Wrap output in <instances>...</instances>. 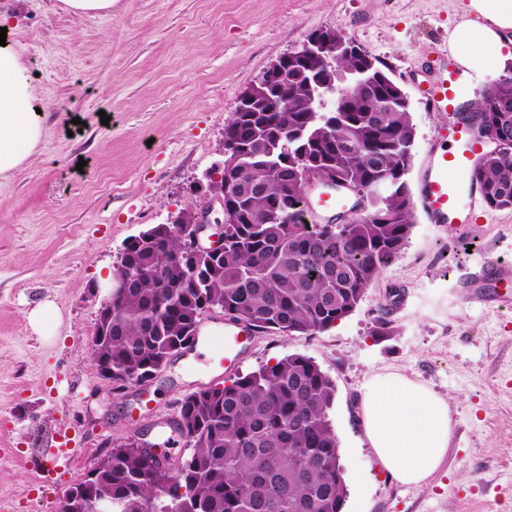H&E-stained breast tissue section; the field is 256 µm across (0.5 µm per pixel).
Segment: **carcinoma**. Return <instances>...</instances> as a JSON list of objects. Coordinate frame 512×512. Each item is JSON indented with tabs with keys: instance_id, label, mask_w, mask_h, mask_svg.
<instances>
[{
	"instance_id": "obj_1",
	"label": "carcinoma",
	"mask_w": 512,
	"mask_h": 512,
	"mask_svg": "<svg viewBox=\"0 0 512 512\" xmlns=\"http://www.w3.org/2000/svg\"><path fill=\"white\" fill-rule=\"evenodd\" d=\"M466 107L464 117L505 136L472 178L489 208H511L512 76ZM415 136L401 86L365 50L290 64L224 128L238 163L215 183L232 204L223 252L176 262L189 225L157 224L119 257L113 275L132 279L100 305L92 336L112 391L159 372L209 307L287 336L348 316L415 227L406 181ZM332 176L357 189L362 213L309 225L306 184ZM334 395L330 377L300 354L192 392L174 427L189 456L163 467L129 438L65 492L58 512H86L95 499L112 500V512H342Z\"/></svg>"
}]
</instances>
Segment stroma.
Masks as SVG:
<instances>
[{
  "label": "stroma",
  "mask_w": 512,
  "mask_h": 512,
  "mask_svg": "<svg viewBox=\"0 0 512 512\" xmlns=\"http://www.w3.org/2000/svg\"><path fill=\"white\" fill-rule=\"evenodd\" d=\"M465 2L113 0L78 16L64 0H0L14 19L6 39L45 109L37 151L0 175V512H57L113 446L144 429L162 442L180 400L220 383L205 356L180 358L141 404L139 387L117 395L100 377L91 338L126 241L192 201L191 185L223 158L242 93L312 32L340 30L409 97L417 188L426 152L456 119L429 107L421 65L447 44ZM414 220L352 313L310 335L256 334L238 373L301 354L329 375L343 512H512V305L489 278L465 296L483 261L512 264V208L481 207L465 228L433 226L419 210ZM381 371L415 376L450 405L446 463L426 488L396 482L366 443L360 388ZM58 429L81 452L47 476L39 450Z\"/></svg>",
  "instance_id": "35a3bbf8"
}]
</instances>
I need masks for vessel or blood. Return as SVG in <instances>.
<instances>
[{
	"instance_id": "1",
	"label": "vessel or blood",
	"mask_w": 512,
	"mask_h": 512,
	"mask_svg": "<svg viewBox=\"0 0 512 512\" xmlns=\"http://www.w3.org/2000/svg\"><path fill=\"white\" fill-rule=\"evenodd\" d=\"M434 82L426 91L433 110L447 111L464 96L468 88L460 78L456 62L447 50L437 52L433 61ZM448 134L454 140L452 149H430L419 176L417 203L428 221L436 226L471 224L482 200L479 185L471 172L482 153L465 124L452 126ZM194 346L210 352L216 369L226 372L239 366L252 344V330L242 322L228 321L216 329L200 328ZM67 431L58 430L45 443L43 456L50 469L69 468L74 450Z\"/></svg>"
}]
</instances>
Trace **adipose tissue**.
I'll use <instances>...</instances> for the list:
<instances>
[{
	"label": "adipose tissue",
	"instance_id": "adipose-tissue-1",
	"mask_svg": "<svg viewBox=\"0 0 512 512\" xmlns=\"http://www.w3.org/2000/svg\"><path fill=\"white\" fill-rule=\"evenodd\" d=\"M449 51L472 80L476 67L512 66V0H469ZM32 79L12 46H0V174L20 167L44 132ZM360 423L376 460L399 484L422 488L444 465L453 433L448 400L397 371L369 376L360 389Z\"/></svg>",
	"mask_w": 512,
	"mask_h": 512
}]
</instances>
